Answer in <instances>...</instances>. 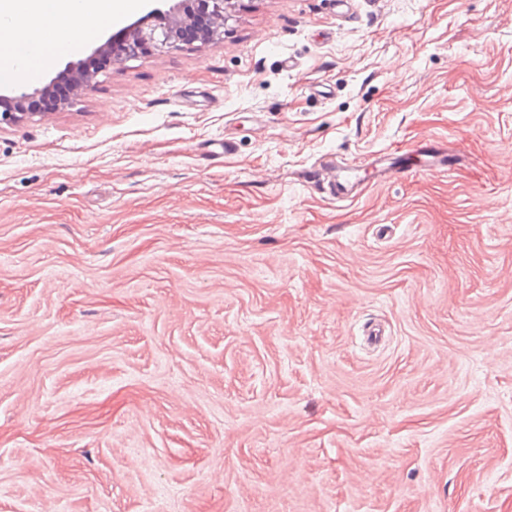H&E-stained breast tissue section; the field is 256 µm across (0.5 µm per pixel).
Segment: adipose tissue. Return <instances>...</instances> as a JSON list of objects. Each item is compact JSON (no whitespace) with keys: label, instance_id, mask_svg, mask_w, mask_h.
I'll list each match as a JSON object with an SVG mask.
<instances>
[{"label":"adipose tissue","instance_id":"1","mask_svg":"<svg viewBox=\"0 0 512 512\" xmlns=\"http://www.w3.org/2000/svg\"><path fill=\"white\" fill-rule=\"evenodd\" d=\"M143 0H0V82L18 78L10 46L43 42L47 58L64 48L79 49L92 32L112 26L142 6Z\"/></svg>","mask_w":512,"mask_h":512}]
</instances>
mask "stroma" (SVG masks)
<instances>
[{
	"label": "stroma",
	"mask_w": 512,
	"mask_h": 512,
	"mask_svg": "<svg viewBox=\"0 0 512 512\" xmlns=\"http://www.w3.org/2000/svg\"><path fill=\"white\" fill-rule=\"evenodd\" d=\"M0 512H512V0H232L0 125Z\"/></svg>",
	"instance_id": "stroma-1"
}]
</instances>
